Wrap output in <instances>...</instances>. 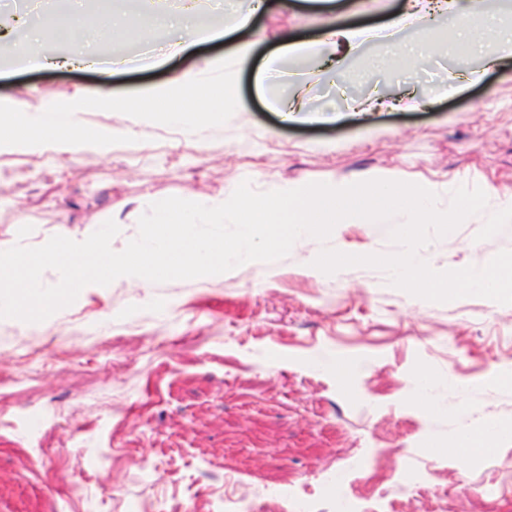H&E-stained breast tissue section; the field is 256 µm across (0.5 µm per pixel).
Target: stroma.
I'll return each mask as SVG.
<instances>
[{
    "mask_svg": "<svg viewBox=\"0 0 512 512\" xmlns=\"http://www.w3.org/2000/svg\"><path fill=\"white\" fill-rule=\"evenodd\" d=\"M251 28L234 31L246 0H198L195 23L230 28L228 36L168 50L170 30L155 45L135 26L152 0H46L27 13L55 55L76 51L99 19L121 9L129 19L111 44H89L98 69H27L0 61V109L14 100L40 107L100 91L138 99L174 73L234 70L239 41L254 42V63L239 76L242 109L224 127L192 138L132 112H86L83 125L137 126L135 143L112 153L42 156L0 154V241L34 246L55 235L88 232V218L120 216L113 246L138 234L133 211L170 196H216L244 181L335 183L363 172H402L443 183L512 193V67L484 70L493 49L466 52L444 41L437 58L393 59L368 43L347 63L338 85L315 63H290L310 108L333 106L327 124L282 122L265 100L282 80L261 82L259 70L284 32L310 39L329 15L379 27L404 0H268ZM81 10L71 34L42 25L43 13ZM130 59L121 70L114 51ZM483 70L478 82L465 73ZM458 76L448 93L449 76ZM416 88L435 93L413 111L379 107L377 95ZM366 99L369 116L347 109ZM486 220L460 225L420 252L442 271L479 265L512 250V235L477 240ZM336 248L395 252L384 224H346ZM323 242L304 240L273 265L243 264L221 276L138 288L127 281L81 294L21 328L0 319V374L21 381L24 409L0 415V512H224L225 496L248 494L252 512H336L335 495L380 503L384 512H512V388L492 376L512 367V305L468 296L429 302L385 286V271L351 267L327 275L306 263ZM358 365L340 375L335 363ZM429 371L428 404L417 398ZM509 426L480 457L464 459L448 445L468 424ZM402 468L424 472L421 485L399 488Z\"/></svg>",
    "mask_w": 512,
    "mask_h": 512,
    "instance_id": "35a3bbf8",
    "label": "stroma"
}]
</instances>
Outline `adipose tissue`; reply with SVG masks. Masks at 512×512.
I'll list each match as a JSON object with an SVG mask.
<instances>
[{"mask_svg":"<svg viewBox=\"0 0 512 512\" xmlns=\"http://www.w3.org/2000/svg\"><path fill=\"white\" fill-rule=\"evenodd\" d=\"M195 0H184L182 8L186 20L175 24L164 13L158 12L141 19L138 23V35L141 41L153 43L158 28L177 26L182 41L195 43L211 35L208 27L193 24ZM484 0H406L405 8L389 22L391 29L399 30L412 24L414 20H425L430 34L426 50L435 52L441 42L437 34V22L443 16L453 14L458 18L455 30L450 36L461 48L474 45L475 32L471 26L474 18L482 16ZM374 31L349 27L333 20L326 26L319 40L300 43L292 35L280 36L281 47L266 63V70L279 74L283 62L301 58H324L334 82H342L345 76L346 55L355 50L364 41L374 39ZM252 43L239 44L234 53L237 71L221 78L222 92L219 98L212 100L209 111L189 112L184 108L187 100L207 92L208 86L198 71L187 70L171 78L167 83L156 86L137 104L114 99L108 92H100L96 98L89 99L81 94H73L62 103H51L40 108H32L26 101H14L12 109L0 113V152L23 151L41 153L53 158L89 152L104 156L111 152L114 145L122 139L134 138V129L116 130L109 126L85 129L79 116L84 112L135 111L140 120H155L177 126L187 135H197L201 129H217L224 124V115L239 108L238 77L239 71L247 69L252 59ZM4 56L15 59L28 66L76 65L92 62L88 53H74L58 58L48 55L39 40L25 37L9 42L0 50Z\"/></svg>","mask_w":512,"mask_h":512,"instance_id":"obj_1","label":"adipose tissue"}]
</instances>
